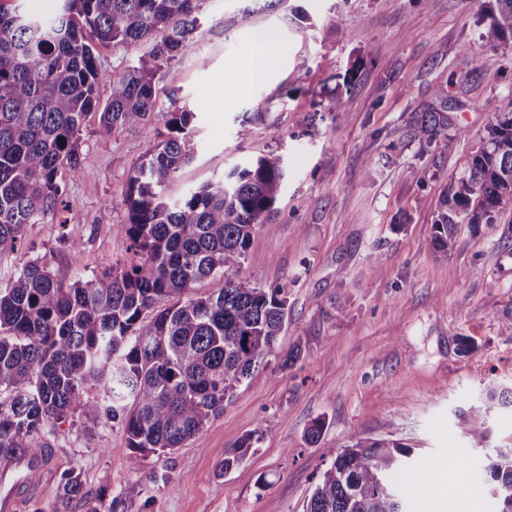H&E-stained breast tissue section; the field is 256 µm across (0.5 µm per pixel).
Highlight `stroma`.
Here are the masks:
<instances>
[{"instance_id": "obj_1", "label": "stroma", "mask_w": 512, "mask_h": 512, "mask_svg": "<svg viewBox=\"0 0 512 512\" xmlns=\"http://www.w3.org/2000/svg\"><path fill=\"white\" fill-rule=\"evenodd\" d=\"M491 7L199 0L192 49L154 76L162 110L151 134L103 139L83 128L87 162L62 174L64 209L26 225L23 247L0 255V286L35 260L66 283L125 260L117 228L132 167L166 138L169 113L189 109L193 160L169 200L269 152L283 158L275 217L256 228L234 277L286 288L288 325L222 414L140 470L120 423L75 414L46 427L27 445L48 449L51 463L19 512H55L72 470L84 495L67 512H304L330 463L325 449L359 438L412 448V512H496L485 467L512 446V412L487 393L512 383V202L493 223H461L452 254L432 244L441 202L493 121L484 101L512 112V47L481 38ZM263 32L276 43L257 81L251 47ZM140 52L99 48L101 96ZM423 112L445 117L446 147L415 137ZM318 418L325 427L308 442ZM253 430L259 441L223 471L225 452ZM428 484L442 486L440 498L421 495Z\"/></svg>"}]
</instances>
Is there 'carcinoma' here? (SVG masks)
<instances>
[{
    "instance_id": "1",
    "label": "carcinoma",
    "mask_w": 512,
    "mask_h": 512,
    "mask_svg": "<svg viewBox=\"0 0 512 512\" xmlns=\"http://www.w3.org/2000/svg\"><path fill=\"white\" fill-rule=\"evenodd\" d=\"M40 19L0 0V255L16 250L24 226L63 203L60 172L85 163L80 132L96 120L103 138L150 132L155 74L193 46L198 0H59ZM482 33L512 44V0H494ZM145 47L107 98L97 89L98 45ZM494 115L484 147L448 188L433 224V245L453 251L458 225L491 224L512 202V113ZM194 113H169L168 136L135 165L118 227L132 257L91 280L65 284L37 261L0 287V459L22 456L44 427L79 412L120 420L140 469L150 453L180 448L270 356L288 323L283 287L262 288L229 273L245 259L252 233L270 221L286 171L270 152L176 203L164 191L187 165ZM444 118L424 112L415 136L437 142ZM209 280L210 293L192 297ZM167 301L162 309L156 304ZM97 386L101 396L86 397ZM259 440L247 433L224 456L229 471ZM305 512H406L402 476L412 449L394 439H358L326 449ZM497 512H512V446L489 458ZM84 495L73 472L60 509Z\"/></svg>"
}]
</instances>
